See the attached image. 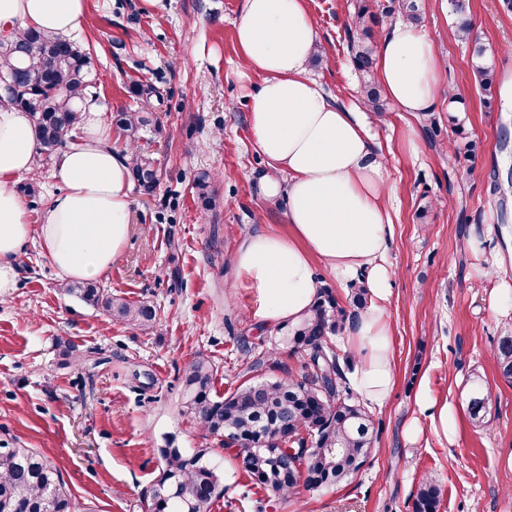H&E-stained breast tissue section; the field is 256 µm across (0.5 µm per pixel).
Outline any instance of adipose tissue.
<instances>
[{"mask_svg":"<svg viewBox=\"0 0 512 512\" xmlns=\"http://www.w3.org/2000/svg\"><path fill=\"white\" fill-rule=\"evenodd\" d=\"M88 18L86 0H0V34L38 29L69 35ZM305 0H244L236 41L245 72L259 75L249 128L268 170L259 180L269 200L286 197L288 235L242 238L233 262L249 283L252 317L264 329L300 322L312 309L322 261L338 284L361 282L369 303L347 327L355 359L348 377L381 408L396 382L386 303L393 270L387 262L393 227L390 188L363 113L336 106L311 78L318 52ZM443 62L423 26L396 23L380 40L376 77L400 111H431ZM78 142L60 149L59 183L38 218L16 189L33 167V117L0 104V297L19 277V258L39 241L63 281L96 280L121 254L132 218L130 155L112 143L97 107L83 108Z\"/></svg>","mask_w":512,"mask_h":512,"instance_id":"ef3b65f1","label":"adipose tissue"}]
</instances>
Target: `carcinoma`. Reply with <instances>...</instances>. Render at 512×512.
<instances>
[{
    "label": "carcinoma",
    "mask_w": 512,
    "mask_h": 512,
    "mask_svg": "<svg viewBox=\"0 0 512 512\" xmlns=\"http://www.w3.org/2000/svg\"><path fill=\"white\" fill-rule=\"evenodd\" d=\"M457 18L456 36L471 47L473 73L481 90L493 97L495 70L487 63L486 49L472 35L467 21L466 0H448ZM386 12L400 20L421 22L419 0H388ZM369 5L357 7L349 30V51L362 74L363 104L371 112L383 105L375 78L372 30L365 25ZM89 57L69 39L28 29L16 39L0 42V77L15 80L14 88L0 93V103L30 112L36 121V153L50 160L54 147L72 137L78 127V102L94 97L85 81ZM115 126L130 139L149 118L137 112H118ZM131 166L137 189L150 195L160 181L154 161L134 149ZM203 208L211 204V177L197 174L193 181ZM82 301L104 304L113 319L149 332L158 317L148 302H130L107 296L92 284L68 285L62 289ZM346 310L330 290H321L309 316L291 326L288 344L298 358L302 375L258 385L251 372L267 363L265 354L253 356L243 374L248 379L232 392L212 395L217 373L214 362L195 356L182 371V407L206 437H221L223 445L247 447L237 454L239 467L270 497H282L299 487L319 489L355 476L374 451L376 431L372 416L354 400V393L330 337L342 328ZM501 376L512 381V332L500 337L495 351ZM487 398L479 382L470 389L471 420L484 419ZM310 447L308 453L302 448ZM292 448L297 454L288 461L275 457L271 449ZM207 449L186 454L179 448H160L162 472L146 499V512H208L213 500L224 493L217 465L206 459ZM442 489L433 479L418 486L413 512H438ZM0 512H75L70 493L59 471L42 454L29 448H0Z\"/></svg>",
    "instance_id": "carcinoma-1"
}]
</instances>
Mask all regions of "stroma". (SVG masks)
Here are the masks:
<instances>
[{
    "label": "stroma",
    "instance_id": "obj_1",
    "mask_svg": "<svg viewBox=\"0 0 512 512\" xmlns=\"http://www.w3.org/2000/svg\"><path fill=\"white\" fill-rule=\"evenodd\" d=\"M424 25L444 63L436 128L384 101L367 123L391 193L394 270L387 312L396 385L373 409L375 451L348 482L268 497L221 441L203 438L182 412L180 377L196 354L217 366L213 392L240 382L241 342L276 347V376L297 372L285 329L256 326L250 295L230 257L248 234H288L286 202L265 199L267 170L249 129L258 75L241 77L236 23L242 0H87L88 26L72 40L91 58L88 78L105 115L138 112L130 92L158 101L139 144L162 171L153 195L133 196L126 245L97 284L105 294L158 309L151 332L113 321L100 306L63 294L39 242L19 262L0 301V447L32 448L60 471L81 512H145L159 477L158 449H208L230 474L211 512H413L422 480L443 489L439 512H512V383L494 352L512 310L492 308L512 289V0H469L473 33L496 68L492 104L475 80L471 50L455 36L448 0H422ZM319 43L312 78L328 98L360 108L361 75L348 50L356 0H306ZM471 141L470 158L448 152ZM213 175V207L192 187ZM498 273L477 287L481 271ZM488 394L482 423L467 410L474 379ZM448 404L452 439L421 417V390ZM421 432L409 438L406 428Z\"/></svg>",
    "mask_w": 512,
    "mask_h": 512
}]
</instances>
